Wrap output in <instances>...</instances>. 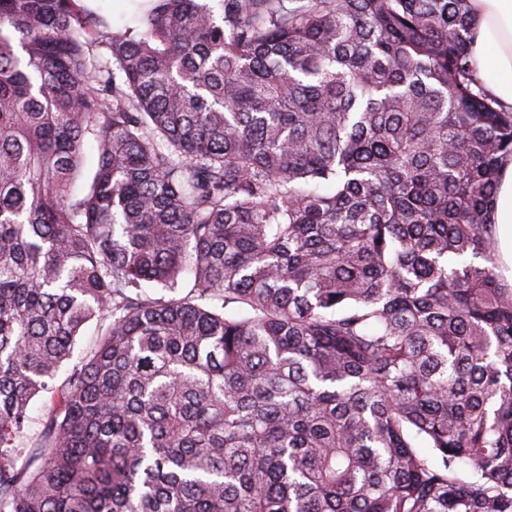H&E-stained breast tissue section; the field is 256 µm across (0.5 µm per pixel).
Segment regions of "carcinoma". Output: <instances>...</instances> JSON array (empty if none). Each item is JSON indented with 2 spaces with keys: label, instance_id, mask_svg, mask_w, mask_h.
Listing matches in <instances>:
<instances>
[{
  "label": "carcinoma",
  "instance_id": "cac0c4a2",
  "mask_svg": "<svg viewBox=\"0 0 512 512\" xmlns=\"http://www.w3.org/2000/svg\"><path fill=\"white\" fill-rule=\"evenodd\" d=\"M220 2L0 0V512H512L470 0ZM93 3L99 6L105 13L110 16L114 28L119 29L125 26L132 27L135 25V20L132 13L136 6L133 0H100ZM116 4H122L121 8H117ZM98 338V325L96 321H93L86 326L82 333V336H80L78 344L74 350L72 359L69 360L60 371L58 375L59 383L67 377L69 370L73 367V365L78 364L82 361V358L85 356V354L95 346Z\"/></svg>",
  "mask_w": 512,
  "mask_h": 512
}]
</instances>
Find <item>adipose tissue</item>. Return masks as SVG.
Segmentation results:
<instances>
[{"mask_svg":"<svg viewBox=\"0 0 512 512\" xmlns=\"http://www.w3.org/2000/svg\"><path fill=\"white\" fill-rule=\"evenodd\" d=\"M477 75L504 105L512 106V0H471ZM496 246L512 277V159L504 163L493 199Z\"/></svg>","mask_w":512,"mask_h":512,"instance_id":"obj_1","label":"adipose tissue"}]
</instances>
